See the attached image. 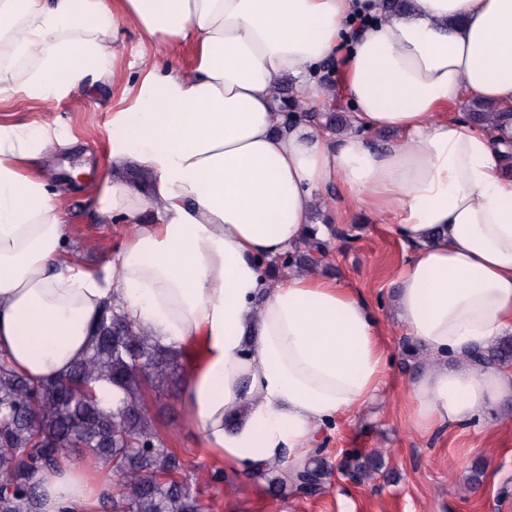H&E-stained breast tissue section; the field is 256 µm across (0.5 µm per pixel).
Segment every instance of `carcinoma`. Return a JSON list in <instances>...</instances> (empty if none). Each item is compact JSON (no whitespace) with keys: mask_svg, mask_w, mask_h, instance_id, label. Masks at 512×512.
<instances>
[{"mask_svg":"<svg viewBox=\"0 0 512 512\" xmlns=\"http://www.w3.org/2000/svg\"><path fill=\"white\" fill-rule=\"evenodd\" d=\"M466 116L479 126H500L509 123L512 112L476 102ZM320 118L333 132L348 126L343 112H306L294 104L285 109L287 127ZM326 253V243L309 238L269 264L271 275L293 267L316 269ZM181 358L182 352L159 344L116 304L102 309L85 355L62 380L33 381L0 355V512H41L38 473L76 452L107 464L112 501L121 512H200L188 467L166 445L149 406L150 394L160 396L174 385ZM473 359L512 364V339L475 351ZM102 383L123 395L118 408L107 407ZM319 453L314 450L306 466L290 474L278 462L264 472L280 487L312 493L327 475ZM382 466L380 451L363 460L356 455L351 476L368 479Z\"/></svg>","mask_w":512,"mask_h":512,"instance_id":"1","label":"carcinoma"}]
</instances>
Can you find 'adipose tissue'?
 I'll use <instances>...</instances> for the list:
<instances>
[{
	"mask_svg": "<svg viewBox=\"0 0 512 512\" xmlns=\"http://www.w3.org/2000/svg\"><path fill=\"white\" fill-rule=\"evenodd\" d=\"M126 20L149 43L192 45L194 61L150 71L112 115L117 172L98 210L131 231L111 261L66 249L69 215L38 165L55 120L0 124V352L14 368L63 378L119 299L161 344L194 349L182 403L207 448L244 472L301 467L323 428L378 396L388 361L354 289L263 269L309 237L332 192L339 213H367L412 248L393 303L430 364L407 392L409 426L492 422L512 369L469 356L512 334V128L447 109L512 108V0H412L401 13L385 0H0V94L67 91L92 71L121 81ZM338 56L361 135L284 127L281 80L315 109L316 70ZM383 132L393 140L372 145ZM130 163L148 192L119 174ZM105 471L66 459L39 480L42 512H112Z\"/></svg>",
	"mask_w": 512,
	"mask_h": 512,
	"instance_id": "1",
	"label": "adipose tissue"
}]
</instances>
